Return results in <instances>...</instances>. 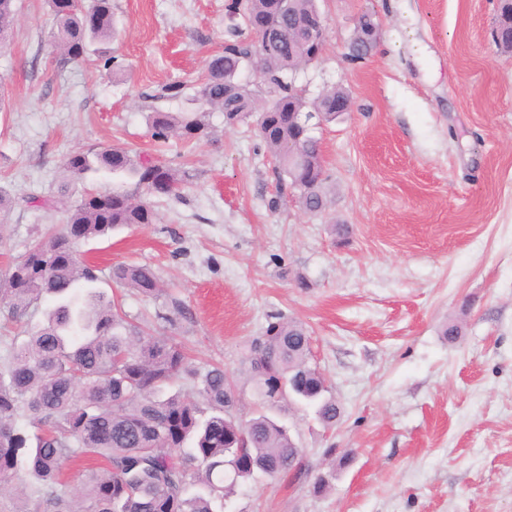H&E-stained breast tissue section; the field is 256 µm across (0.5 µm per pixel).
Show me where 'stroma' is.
<instances>
[{"instance_id":"1","label":"stroma","mask_w":512,"mask_h":512,"mask_svg":"<svg viewBox=\"0 0 512 512\" xmlns=\"http://www.w3.org/2000/svg\"><path fill=\"white\" fill-rule=\"evenodd\" d=\"M112 3L118 65L104 69L60 64L44 0H17L0 48V273L63 221L28 199L56 191L64 155L117 145L162 159L191 182L159 202V223L82 244L100 288L113 264L150 267L161 294L124 291L125 311L196 368L223 366L247 408L248 347L271 317L297 320L342 407L332 431L284 411L304 471L239 487L229 512H512V56L493 39L497 0H319L328 39L297 84L351 99L313 131L332 184L319 214L278 186L252 125L215 112L208 139L148 133V95L182 83L156 103L181 110L223 51L224 0ZM364 14L377 39L352 61Z\"/></svg>"}]
</instances>
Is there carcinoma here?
<instances>
[{"label":"carcinoma","instance_id":"cac0c4a2","mask_svg":"<svg viewBox=\"0 0 512 512\" xmlns=\"http://www.w3.org/2000/svg\"><path fill=\"white\" fill-rule=\"evenodd\" d=\"M50 39L61 63L88 61L90 46L116 33L112 0H46ZM231 39L209 56L205 74L181 112L147 114L158 142L190 143L211 136L210 114L234 126L258 114L256 131L272 153L278 178L299 192L309 213L325 209L329 175L306 122L336 120V101L348 93L333 86L309 101L297 72L312 60L295 50L292 26L319 10L318 0H230L224 5ZM500 44L512 51V0H500ZM17 20L16 0H0V44ZM371 20L361 17L350 59L371 49ZM261 87L237 79L246 59ZM57 194L46 208L66 204V220L30 246L6 269L0 307L19 322L45 295L55 298L41 327L22 342L12 339L0 357V499L10 512H217L236 488L259 475H279L302 463L280 416L286 401L329 430L342 411L312 366L310 336L302 323L279 316L248 349L245 363L260 403L250 417L235 416L236 387L224 368L200 372L181 345L129 319L114 296L97 288L99 277L78 246L133 224H154L155 203L174 194L190 175L119 147L64 156ZM122 175L148 198L123 190L86 192L72 204L65 193L91 174ZM117 288L146 298L161 289L153 271L135 263L112 266ZM100 461L85 468L79 494L63 479L64 462Z\"/></svg>","mask_w":512,"mask_h":512}]
</instances>
